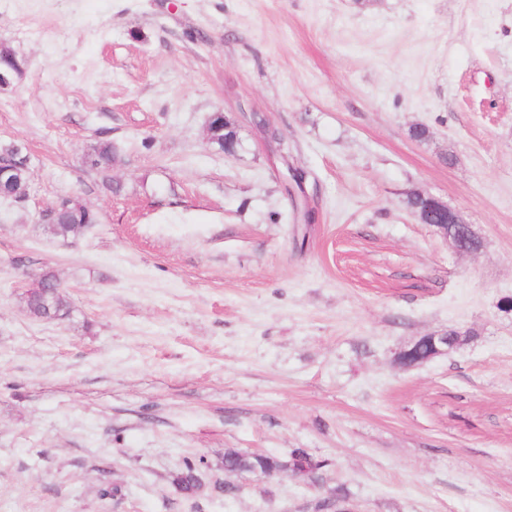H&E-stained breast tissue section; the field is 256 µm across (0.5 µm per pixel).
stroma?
Returning a JSON list of instances; mask_svg holds the SVG:
<instances>
[{
    "mask_svg": "<svg viewBox=\"0 0 512 512\" xmlns=\"http://www.w3.org/2000/svg\"><path fill=\"white\" fill-rule=\"evenodd\" d=\"M3 49L25 66L0 144L28 167L0 198V512H313L317 489L224 471L292 448L355 512H512V0H0ZM65 199L99 222L63 241ZM47 270L51 322L20 302ZM448 329L472 337L399 367ZM222 112H215L209 122V130L212 137L217 140L213 141L217 143L224 152L228 154H234L238 146V137L234 127L228 121L224 123V115L221 118ZM215 128V130H214ZM117 155V148L110 141H103L93 148L92 153L86 157V162L92 167L107 171ZM420 194L427 196L436 208L448 213V224H454L458 227V234H448L446 230H442L448 242V246L456 253L470 252L465 245V239H468L473 234L471 226L464 222L460 214L448 208V206L438 198L422 192H420ZM420 194H410L407 201L411 210L419 214L420 220L424 224H438L440 221L444 220V216L431 209L427 200L422 198ZM41 288L30 295H23V303L28 315L41 320L47 308L59 318L69 313L70 304L66 293L55 274L51 270L44 271L40 279ZM202 464L203 459H199L198 462L186 460L183 467L173 475V484L185 496H193L196 493V475Z\"/></svg>",
    "mask_w": 512,
    "mask_h": 512,
    "instance_id": "obj_1",
    "label": "stroma"
}]
</instances>
